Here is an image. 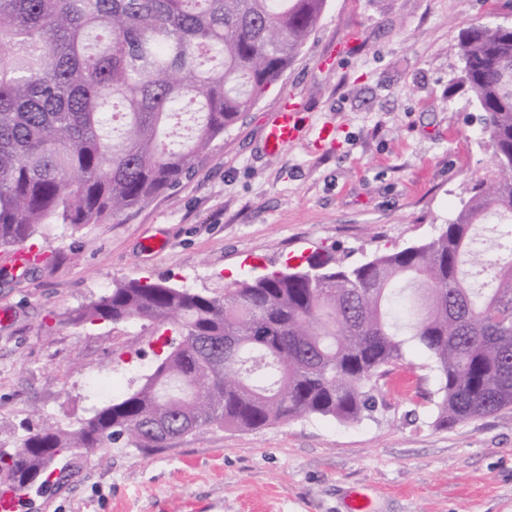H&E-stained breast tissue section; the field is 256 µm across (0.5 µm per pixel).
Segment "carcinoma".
Masks as SVG:
<instances>
[{
    "instance_id": "1",
    "label": "carcinoma",
    "mask_w": 512,
    "mask_h": 512,
    "mask_svg": "<svg viewBox=\"0 0 512 512\" xmlns=\"http://www.w3.org/2000/svg\"><path fill=\"white\" fill-rule=\"evenodd\" d=\"M326 4L0 0V249L176 194L302 53ZM460 55L493 170L437 237L356 264L315 251L220 295L112 285L67 321H147L170 334L161 361L78 427L0 450V495L32 475L49 483L55 455L121 437L145 450L203 427L358 422L411 345L433 359L438 425L511 409L512 25L470 18Z\"/></svg>"
}]
</instances>
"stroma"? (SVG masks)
I'll list each match as a JSON object with an SVG mask.
<instances>
[{
    "label": "stroma",
    "mask_w": 512,
    "mask_h": 512,
    "mask_svg": "<svg viewBox=\"0 0 512 512\" xmlns=\"http://www.w3.org/2000/svg\"><path fill=\"white\" fill-rule=\"evenodd\" d=\"M512 24V0H328L306 47L174 197L102 224L41 227L47 263L0 274V448L29 426L73 429L159 360L148 322L72 324L113 283L148 277L209 293L328 250L359 263L430 241L492 167L481 114L456 85L471 17ZM298 104L277 154L266 127ZM332 140L317 143L320 128ZM373 417L203 428L140 451L117 440L56 462L59 484L15 512H512V409L436 424L428 353L409 347Z\"/></svg>",
    "instance_id": "stroma-1"
}]
</instances>
